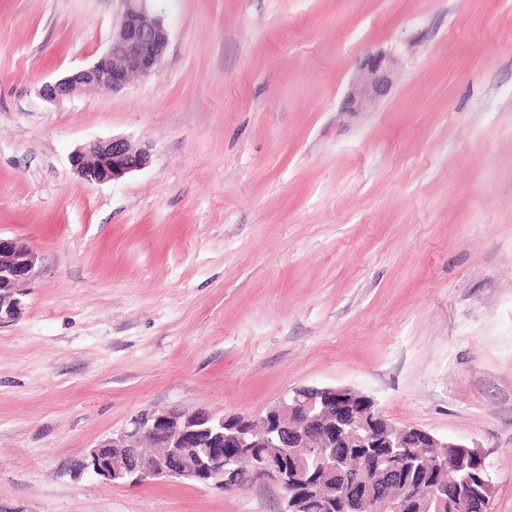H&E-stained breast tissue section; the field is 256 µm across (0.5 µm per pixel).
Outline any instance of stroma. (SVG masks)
Masks as SVG:
<instances>
[{"label": "stroma", "instance_id": "1", "mask_svg": "<svg viewBox=\"0 0 512 512\" xmlns=\"http://www.w3.org/2000/svg\"><path fill=\"white\" fill-rule=\"evenodd\" d=\"M159 68L56 104L117 0H0V235L42 273L0 326V512H282L256 481L79 469L140 411L350 388L478 443L512 512V0H156ZM388 92L347 108L369 56ZM112 137L149 164L92 183ZM150 160L147 146L134 147L125 138L89 141L70 156L72 167L89 181L106 183L144 168Z\"/></svg>", "mask_w": 512, "mask_h": 512}]
</instances>
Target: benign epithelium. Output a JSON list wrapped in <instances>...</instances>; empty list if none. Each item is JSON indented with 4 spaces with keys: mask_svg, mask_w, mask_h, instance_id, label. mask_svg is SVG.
<instances>
[{
    "mask_svg": "<svg viewBox=\"0 0 512 512\" xmlns=\"http://www.w3.org/2000/svg\"><path fill=\"white\" fill-rule=\"evenodd\" d=\"M121 21L112 33L105 51L91 66L45 83L40 97L57 103L87 86L99 84L117 92L125 89L132 77L154 73L164 56L169 34L160 17L155 15L154 0H119ZM393 61L386 55L368 58L366 71L357 82L351 102L382 94L390 83ZM150 160V149L134 147L125 138L93 140L78 147L70 156L72 167L90 181L106 183L144 168ZM40 272L37 252L10 238L0 236V326L15 321L21 313V299ZM263 438H254L255 430L240 424L224 433L225 417L208 413H185L170 409L148 411L138 415L128 427L110 440L93 447L86 468L118 485H139L153 478L189 479L195 483L221 486L234 491L257 481H270L284 492L285 507L281 512H298L303 506L307 482L317 473L335 470L331 455L333 441L347 448H408L410 442L424 438L435 448L446 452L432 465L458 471L468 468L477 480H468L455 488L440 484L412 489L398 486L386 490L390 482L387 459L368 452L363 466L375 474L378 484L367 487L360 499L362 512H402L404 502L414 500L419 512H440V504L448 501L453 510L468 508L486 512L492 503V482L486 456L478 447L450 442L424 430L398 426L379 414L375 400L344 388L304 387L285 393L263 416ZM214 433L224 439V447L207 449L205 466L178 461L173 450L174 436L197 437ZM147 440L151 448H168L171 460L157 469L138 467L128 457L130 449H142ZM235 448L237 454L251 460L248 469H227L232 459L224 449Z\"/></svg>",
    "mask_w": 512,
    "mask_h": 512,
    "instance_id": "1",
    "label": "benign epithelium"
}]
</instances>
